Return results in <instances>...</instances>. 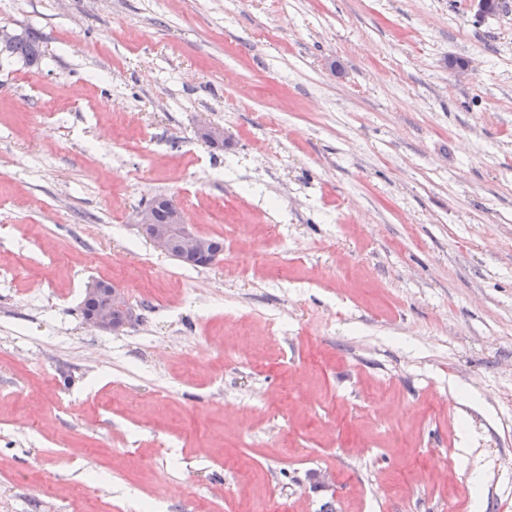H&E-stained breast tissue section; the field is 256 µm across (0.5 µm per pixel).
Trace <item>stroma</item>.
<instances>
[{"label":"stroma","mask_w":512,"mask_h":512,"mask_svg":"<svg viewBox=\"0 0 512 512\" xmlns=\"http://www.w3.org/2000/svg\"><path fill=\"white\" fill-rule=\"evenodd\" d=\"M499 3L0 0L47 37L0 55V512H512ZM171 202H175L174 198L167 196H155L148 202V204H153L154 222L150 208L139 209L136 214V226L139 232L149 240L156 250L162 253H168L171 237L174 234L178 235L181 241V250L179 243L175 240L171 244L168 255L184 266L205 268L204 263L187 262L182 255L188 258H202L207 266L216 263L221 254L212 256L210 250L213 253H223V240L209 237L208 243L204 235L197 232L191 224H186L183 211L178 205L173 206L169 224H167ZM85 294L82 304V314L84 315L85 324L98 331L104 333H118L123 330L124 327L130 325L139 320V316L132 310L126 302L125 295L122 289L109 282H93L88 288ZM98 298L97 304L92 308ZM123 307L127 311V318L122 326H115L112 324V314L116 323L123 321L124 313L120 309L115 307ZM92 308V309H91ZM113 310V312H112Z\"/></svg>","instance_id":"stroma-1"}]
</instances>
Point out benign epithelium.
Returning a JSON list of instances; mask_svg holds the SVG:
<instances>
[{
  "mask_svg": "<svg viewBox=\"0 0 512 512\" xmlns=\"http://www.w3.org/2000/svg\"><path fill=\"white\" fill-rule=\"evenodd\" d=\"M195 134L200 141L210 146L224 141V128L211 121L199 122ZM136 226L151 245L162 253L168 252L171 237L176 234L181 241L183 256L201 258L209 266L220 258V255L210 253L206 237L186 223L183 211L177 205L173 206L167 224L153 223L151 209H139L136 214ZM87 292L98 298L97 304L84 315L85 324L88 326L104 333L114 334L122 331L123 327L112 324V310L118 306L127 311L125 324L130 325L139 320V315L127 305L125 295L118 285L95 281L88 286Z\"/></svg>",
  "mask_w": 512,
  "mask_h": 512,
  "instance_id": "obj_1",
  "label": "benign epithelium"
}]
</instances>
